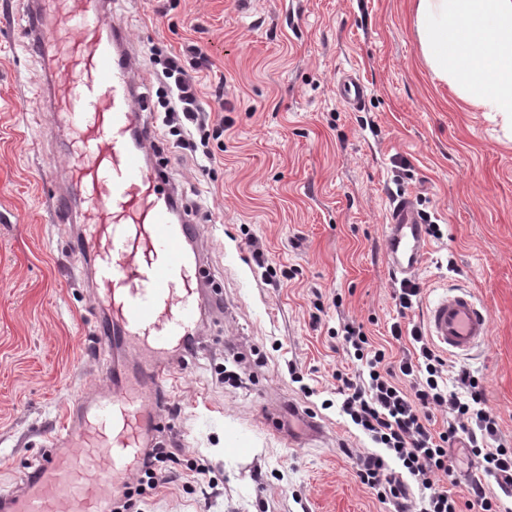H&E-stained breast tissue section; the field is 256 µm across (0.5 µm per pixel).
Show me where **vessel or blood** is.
<instances>
[{
  "instance_id": "1",
  "label": "vessel or blood",
  "mask_w": 512,
  "mask_h": 512,
  "mask_svg": "<svg viewBox=\"0 0 512 512\" xmlns=\"http://www.w3.org/2000/svg\"><path fill=\"white\" fill-rule=\"evenodd\" d=\"M24 10L22 36L43 60L54 120L75 146L63 172L72 193L56 197L54 211L69 218L77 201L89 203L72 253L93 269V302L102 313L95 335L147 367L135 381L113 369L106 390L78 398L36 470L21 487L0 492V512H112L143 449L161 440V397L175 364L169 353L193 336L194 294L207 280L188 249L199 226L182 212L163 167L148 159L158 128L139 103L127 37L108 0H24ZM60 22L69 31L62 53L52 36ZM339 91L354 110L366 98L365 84L351 74L342 75ZM425 237L413 200L395 198L384 231L393 272L418 271ZM489 330L487 309L470 293H443L428 307L426 333L450 353L470 351Z\"/></svg>"
}]
</instances>
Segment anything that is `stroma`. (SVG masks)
<instances>
[{"mask_svg": "<svg viewBox=\"0 0 512 512\" xmlns=\"http://www.w3.org/2000/svg\"><path fill=\"white\" fill-rule=\"evenodd\" d=\"M415 0H112L128 34L143 103L156 118L165 87L154 58L197 45L184 61L210 128L200 168L161 127L157 160L199 209L209 284L197 292L196 354L165 385L176 442L170 482L140 512H394L361 484L352 456L371 440L335 407L349 359L330 334L362 325L374 345L390 326L424 324L428 301L470 292L490 315L484 344L446 358L450 376L482 382L512 443V139L426 66ZM19 0H0V489L34 469L79 395L94 392L113 354L97 351L90 271L70 244L78 222L51 198L68 141L39 91L46 72L21 41ZM368 87L360 110L339 95L343 73ZM439 224L406 314L385 256L394 198ZM286 269L266 285L253 246ZM222 310L205 303L212 285ZM239 381L225 383L223 370ZM303 374L302 383L291 379ZM292 401L297 414L274 408ZM324 431L308 439L307 422ZM245 454H237V447ZM215 484L203 496L194 467Z\"/></svg>", "mask_w": 512, "mask_h": 512, "instance_id": "stroma-1", "label": "stroma"}]
</instances>
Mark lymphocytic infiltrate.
I'll return each mask as SVG.
<instances>
[{
    "label": "lymphocytic infiltrate",
    "mask_w": 512,
    "mask_h": 512,
    "mask_svg": "<svg viewBox=\"0 0 512 512\" xmlns=\"http://www.w3.org/2000/svg\"><path fill=\"white\" fill-rule=\"evenodd\" d=\"M162 75L170 92L165 112L182 114V141L190 143V129L207 125L194 85L175 55L163 59ZM411 337L419 345L417 356L406 354L394 362L386 348L370 342L361 326H343L342 349L353 369L335 374L338 405L379 446L378 451L356 455L360 482L376 490L378 498L391 501L396 512H459L463 505L469 512H512V447L503 442L496 416L485 407L480 380L465 372L457 379L461 391L450 390L444 359L426 342L420 328H412ZM398 374L408 379L409 389L395 383ZM437 410L453 417L441 431L432 421ZM462 434L500 496H486L477 488L473 499L462 503L450 492L456 478L448 449ZM174 457L172 449L160 444L144 449L140 477L125 488L113 512H129L134 497L165 487Z\"/></svg>",
    "instance_id": "obj_1"
}]
</instances>
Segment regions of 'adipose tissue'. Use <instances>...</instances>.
<instances>
[{
    "instance_id": "1",
    "label": "adipose tissue",
    "mask_w": 512,
    "mask_h": 512,
    "mask_svg": "<svg viewBox=\"0 0 512 512\" xmlns=\"http://www.w3.org/2000/svg\"><path fill=\"white\" fill-rule=\"evenodd\" d=\"M415 28L433 74L512 127V0H416Z\"/></svg>"
}]
</instances>
